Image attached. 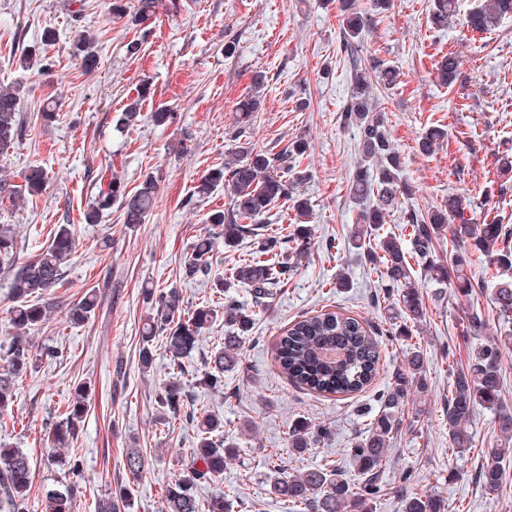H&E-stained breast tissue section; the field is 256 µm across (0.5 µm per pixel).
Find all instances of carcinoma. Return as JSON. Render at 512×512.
<instances>
[{
	"label": "carcinoma",
	"instance_id": "carcinoma-1",
	"mask_svg": "<svg viewBox=\"0 0 512 512\" xmlns=\"http://www.w3.org/2000/svg\"><path fill=\"white\" fill-rule=\"evenodd\" d=\"M431 19L443 27L456 13V0H432ZM512 14V0H481L467 16L466 26L473 32L485 33L504 16ZM345 52L353 69L351 95L345 107V120L357 130L359 160L350 182V194L359 202L358 230L352 245L361 249L369 231L376 230L394 208L399 196H410L412 186L403 179L401 155L392 146L381 114L371 98L370 69L355 55L357 43L368 26V17L345 9L343 18ZM440 81L452 85L461 77V62L453 53L438 67ZM150 95V88L139 90L138 99L130 103L121 118L122 125H134L141 118V103ZM262 95L255 91L235 105L241 123H248L261 111ZM22 120L15 91L0 89V150L15 143L21 131ZM445 138L439 128L429 130L419 142V149L432 154ZM308 148L305 139L293 141L281 154L256 151L243 159L231 158L224 167L207 173L196 186L203 197L219 185L227 192V209L212 212L207 222L221 228L224 247L236 246L240 240L254 234L252 222L269 212L282 200L292 201L295 211L296 235L300 243L295 258L301 259L308 250L311 228L308 200L294 196L295 185L304 181L298 176L288 179V162L303 158ZM22 184L15 185L0 179V198L17 203L46 189L47 173L40 166H30L21 175ZM92 202L84 210V222L97 224L103 214L119 204L123 223L142 224L155 207L157 184L153 177L145 178L140 187L131 192L116 176L100 178L93 186ZM463 200L448 199L445 207L436 208L422 216L411 212L405 230L411 248H405L395 237L380 242V263L385 268L386 287L399 288L403 308L393 319H403L399 335L409 336L406 322L417 323L423 316L418 290L410 277V261L422 264L431 280L445 285L454 279V287L471 301L464 312L470 329L478 331L484 322L480 309L472 304L474 295L493 287V299L498 317L505 329L499 340L474 347L467 363L452 371L448 390V436L455 448L472 446V437L466 424L483 407L494 413L496 439L488 449L489 460L478 475L486 490L495 492L504 483L503 461L512 458V407L503 399L502 373L499 358L503 350L512 347V227L507 224H471L461 218ZM459 223H451V219ZM450 232L448 258H440L438 248L442 232ZM17 240L9 224L0 225V267L11 274V294L14 306L10 312L13 326L25 331L41 323L52 304L47 302V291L62 284L64 268L76 250V240L70 225L62 224L51 243L25 263H17ZM214 242L209 238L197 240L183 273L193 279L208 274ZM485 257L493 270L488 284L483 279L469 277L474 255ZM296 267L293 262L278 266L247 260L234 266L230 276L216 284V293L224 298L223 312L205 303L188 314L175 288L161 290L156 296V315L148 317L142 326V348L139 361L143 369L151 367L156 339L169 357L172 381L158 396L161 407L173 416L180 415L183 406V359L196 347L202 330L211 327L217 318L224 319L223 346L214 354L205 384L216 388L223 382L224 372L240 362V351L246 336L255 323L253 307H261L272 296L271 288L288 279ZM250 289L253 306L246 307L230 296L239 286ZM97 307L95 289L87 291L71 309L74 323L87 321ZM32 344L27 336L12 337L6 352L5 364L0 365V417L7 414L14 403L18 382L33 370ZM380 352L378 342L370 336L357 318L336 311L322 310L304 316L289 325L279 337L275 348V362L279 369L296 385L320 395H352L370 386L378 371ZM409 375L398 377L381 394L380 409L371 422L365 437L359 439L348 455L359 477L357 487L336 467L316 465L292 475L274 472L270 476V493L288 503L289 512H372L373 499L380 492L383 467L386 463L393 434L401 425L399 410L410 388L426 386L421 351L413 347L408 354ZM89 389L79 384L64 411L47 435L49 451L69 445L77 436L80 423L86 416ZM187 422L196 436L193 448V470L188 478H179L167 485L165 512H225L224 497L200 498L195 492L196 482L224 471V459L233 455L235 448L216 438L224 432L221 414L206 411L190 414ZM327 435V430L305 417L295 420L288 428V448L301 454L315 447ZM124 466L130 474H141L146 466V455L140 448H129ZM33 459L20 448L0 444V512H26L31 487ZM76 485L63 490L52 488L45 492L46 512H72ZM402 512H444L442 500L418 493L402 496Z\"/></svg>",
	"mask_w": 512,
	"mask_h": 512
}]
</instances>
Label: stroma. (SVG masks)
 <instances>
[{
    "label": "stroma",
    "instance_id": "obj_1",
    "mask_svg": "<svg viewBox=\"0 0 512 512\" xmlns=\"http://www.w3.org/2000/svg\"><path fill=\"white\" fill-rule=\"evenodd\" d=\"M123 2L126 12L119 16L113 0H0V87H18L24 121L21 139L0 152V175L16 183L35 164L49 177L42 195L19 207L0 204V224L14 226L22 261L40 253L59 225H70L78 240L66 287L51 289L55 306L31 331L34 368L0 428V443L33 458L30 512H45V489L69 481L67 468L47 457L44 434L81 383L89 389V412L61 451L83 467L73 512H96L100 499L124 491L126 512H164L167 484L191 473L194 433L181 420L161 417L157 401L170 379L167 358L156 353L147 372L139 364L150 309L146 293L174 286L184 308L194 309L212 299L216 280L229 268L255 256L254 238L230 249L219 242L209 275L183 278L192 245L216 233L209 214L228 206L223 188L203 198L195 188L228 158L247 150L280 153L299 138L309 144L295 167L305 176L299 191L312 209L306 256L258 313L241 361L222 387L210 388L202 377L224 341L223 322L205 330L184 361V410L219 412L223 438L236 450L223 474L198 482L199 496H223L229 512H288L268 493L272 454L288 475L331 461L354 478L347 450L366 434L378 394L406 372V345L413 340L423 352L427 386L410 391L400 411L373 512H402L403 488L442 499L445 512H512V464L499 491L478 481L494 439L492 412L476 410L468 424L473 445L460 452L451 448L444 415L453 369L466 362L469 349L500 337L491 290L478 298L484 325L473 334L462 322L466 299L453 288L438 289L421 266H412L424 317L411 337L401 336L388 320L397 291L387 289L379 260H368L349 242L359 209L349 192L358 149L344 114L351 74L340 0H156L155 20L145 25L134 18L137 0ZM429 5L394 0L378 13L372 0H354L355 10L371 18L358 43L360 56L397 70L395 86L377 87L374 96L414 188L373 232L375 252L384 238L401 235L406 212H426L456 195L470 198L465 216L473 223L512 225V176H500L503 159L512 160V16L483 34L458 24L439 29ZM47 29L55 31L54 43H42ZM86 32L96 38L91 71L76 50ZM450 52L458 55L462 75L445 87L437 65ZM259 74L262 110L239 125L235 104L253 92ZM145 85L152 93L142 100L141 121L117 127ZM49 107L52 122L42 118ZM161 107L174 112L172 123L152 122ZM434 127L444 131V141L434 154H422L419 142ZM105 168L133 190L146 176L158 178L156 205L144 223H123L116 206L100 223H84L93 184ZM342 275L350 287H337ZM91 288L98 295L94 314L71 324L69 309ZM325 307L360 319L379 343V374L366 391L323 396L304 390L274 360L288 325ZM50 348L55 356H47ZM300 416L328 434L295 455L288 427ZM130 448L147 454L136 478L123 467Z\"/></svg>",
    "mask_w": 512,
    "mask_h": 512
}]
</instances>
